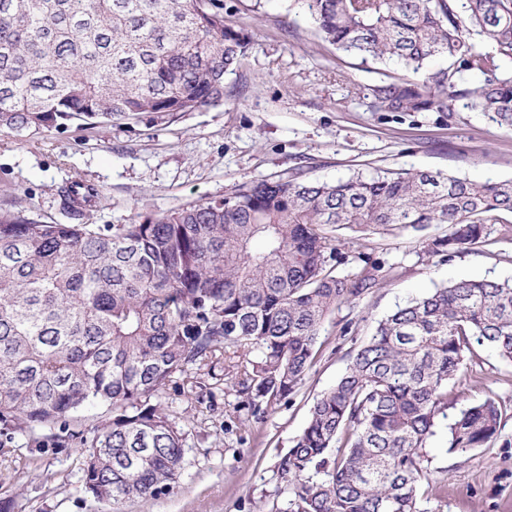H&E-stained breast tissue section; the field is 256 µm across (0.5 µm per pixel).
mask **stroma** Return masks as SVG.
Returning a JSON list of instances; mask_svg holds the SVG:
<instances>
[{
    "label": "stroma",
    "instance_id": "stroma-1",
    "mask_svg": "<svg viewBox=\"0 0 512 512\" xmlns=\"http://www.w3.org/2000/svg\"><path fill=\"white\" fill-rule=\"evenodd\" d=\"M227 24L252 38L241 66L225 78L218 106L144 117L130 124L17 135L0 132V210H23L66 222L58 191L77 181L93 187V224H128L191 203L219 199L234 186L303 172L334 181L377 169L442 171L475 182L512 179V127L460 108L444 112H371V85L405 76L337 51L324 42L300 0H224ZM446 225L393 235L342 230L345 264L365 253L383 267L375 288L334 309L304 381L255 419L226 388L216 366L211 396L167 388L162 401L186 433L181 475L169 493L126 503L122 512H269L290 493L281 458L303 430L316 397L335 385L355 347L397 305L461 279L512 282V215L475 250L429 262L425 238ZM462 403L487 398L505 410L497 436L483 448L450 453L438 433L426 452L444 479L420 500L422 512H512V361L478 348L458 385ZM0 512H110L86 494L74 448L30 450L25 434L0 441Z\"/></svg>",
    "mask_w": 512,
    "mask_h": 512
}]
</instances>
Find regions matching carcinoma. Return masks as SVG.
Wrapping results in <instances>:
<instances>
[{"mask_svg": "<svg viewBox=\"0 0 512 512\" xmlns=\"http://www.w3.org/2000/svg\"><path fill=\"white\" fill-rule=\"evenodd\" d=\"M302 3L336 49L417 74L370 86V111L451 116L465 99L512 126V0ZM250 47L224 23V0H0V131L220 105ZM435 57L446 66L425 72ZM61 193L68 224L0 215V435L25 431L38 451L43 432L77 445L86 493L112 512L168 493L179 475L185 432L162 406L169 385L203 387L222 357L224 384L258 419L302 383L329 313L382 278L364 254L358 271L337 272L336 231L446 224L424 245L443 260L512 214V179L421 171L295 172L131 224H87L73 187ZM475 343L512 361V282H452L381 319L281 460L292 497L275 512H420V449L440 427L450 453L499 432L504 410L490 398L448 418L460 397L448 383Z\"/></svg>", "mask_w": 512, "mask_h": 512, "instance_id": "obj_1", "label": "carcinoma"}]
</instances>
